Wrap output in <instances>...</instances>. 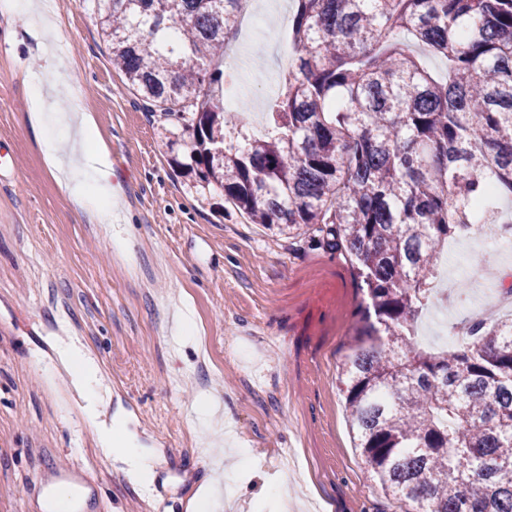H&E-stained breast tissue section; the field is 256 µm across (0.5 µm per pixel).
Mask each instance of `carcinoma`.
Here are the masks:
<instances>
[{"label": "carcinoma", "instance_id": "1", "mask_svg": "<svg viewBox=\"0 0 512 512\" xmlns=\"http://www.w3.org/2000/svg\"><path fill=\"white\" fill-rule=\"evenodd\" d=\"M240 0H110L112 64L173 128L172 163L253 224L355 270L340 383L356 447L409 512H512V321L422 348L437 257L512 194V0H295L294 65L258 137L215 56ZM441 57L437 79L398 40Z\"/></svg>", "mask_w": 512, "mask_h": 512}]
</instances>
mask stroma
<instances>
[{
	"instance_id": "1",
	"label": "stroma",
	"mask_w": 512,
	"mask_h": 512,
	"mask_svg": "<svg viewBox=\"0 0 512 512\" xmlns=\"http://www.w3.org/2000/svg\"><path fill=\"white\" fill-rule=\"evenodd\" d=\"M49 25L0 16V512H42L45 482L72 463L88 491L84 512H189L211 476L197 457L203 396L218 398L229 453L248 448L218 489L223 512H406L356 450L338 380L362 293L348 263L325 247L249 223L222 194L200 196L170 163L158 117L113 70L91 0H46ZM278 38L240 21L230 95L266 112L283 90ZM34 67L44 85L81 97L122 189L112 227L77 220L26 121ZM485 279L469 282L473 265ZM457 301L420 319L427 345L470 302L493 305L512 289V255L461 244L448 252ZM190 307L192 337L177 340L174 312ZM98 367L96 418L71 381L62 345ZM235 354L225 357V346ZM125 419L149 480H134L98 431Z\"/></svg>"
}]
</instances>
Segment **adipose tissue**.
<instances>
[{"label":"adipose tissue","mask_w":512,"mask_h":512,"mask_svg":"<svg viewBox=\"0 0 512 512\" xmlns=\"http://www.w3.org/2000/svg\"><path fill=\"white\" fill-rule=\"evenodd\" d=\"M28 120L51 172L64 184L78 212L100 224L112 221V159L95 146L96 133L79 97H68L61 112L47 111L41 84L30 92ZM99 440L104 447L122 454L132 472L147 478L150 462L143 457L126 423L101 428Z\"/></svg>","instance_id":"ef3b65f1"}]
</instances>
